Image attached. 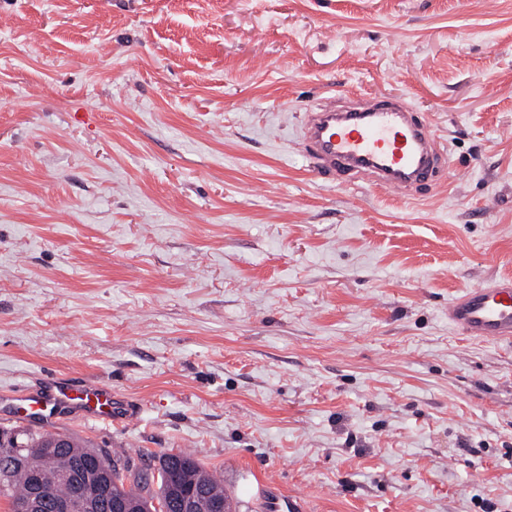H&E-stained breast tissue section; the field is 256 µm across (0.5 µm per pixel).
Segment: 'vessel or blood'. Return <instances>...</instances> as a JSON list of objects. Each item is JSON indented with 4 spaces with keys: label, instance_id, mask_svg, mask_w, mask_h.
<instances>
[{
    "label": "vessel or blood",
    "instance_id": "1",
    "mask_svg": "<svg viewBox=\"0 0 512 512\" xmlns=\"http://www.w3.org/2000/svg\"><path fill=\"white\" fill-rule=\"evenodd\" d=\"M299 141L313 173L347 179L363 175L375 188L404 198L447 167L445 145L397 97L374 96L353 107L326 99L305 111ZM448 320L463 335L512 343V277L462 289L448 305ZM11 400L20 421L33 416L50 420L65 411L109 427L138 416L136 408L119 403L111 386L67 377L43 387H21Z\"/></svg>",
    "mask_w": 512,
    "mask_h": 512
}]
</instances>
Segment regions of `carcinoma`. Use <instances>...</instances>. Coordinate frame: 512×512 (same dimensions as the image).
Instances as JSON below:
<instances>
[{
	"mask_svg": "<svg viewBox=\"0 0 512 512\" xmlns=\"http://www.w3.org/2000/svg\"><path fill=\"white\" fill-rule=\"evenodd\" d=\"M0 433L8 440L7 445L0 444V458L7 460L10 471L9 488L0 492V497L9 499L11 512H17L18 502L29 497L35 481L52 497L69 493V486L62 481V473L84 462L104 468V500L107 503L112 502V493L120 492L141 502L145 512H174L168 504L169 489L174 485L185 490L202 489L206 504L228 500L224 488L186 453L161 454L157 475L150 476L139 469L129 455L96 449L70 436L66 447L58 448L54 441L56 434L52 432L14 426Z\"/></svg>",
	"mask_w": 512,
	"mask_h": 512,
	"instance_id": "obj_1",
	"label": "carcinoma"
}]
</instances>
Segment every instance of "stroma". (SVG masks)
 Segmentation results:
<instances>
[{
  "label": "stroma",
  "mask_w": 512,
  "mask_h": 512,
  "mask_svg": "<svg viewBox=\"0 0 512 512\" xmlns=\"http://www.w3.org/2000/svg\"><path fill=\"white\" fill-rule=\"evenodd\" d=\"M401 96L457 166L311 172L307 106ZM512 0H0V392L138 405L55 432L183 452L236 512H512ZM448 321L465 336L512 343V277L462 289L448 305ZM13 416L26 421L32 416L51 420L62 411L95 425H113L135 420L138 410L120 404L112 387L90 380L72 381L60 377L47 386H23L11 396Z\"/></svg>",
  "instance_id": "35a3bbf8"
}]
</instances>
